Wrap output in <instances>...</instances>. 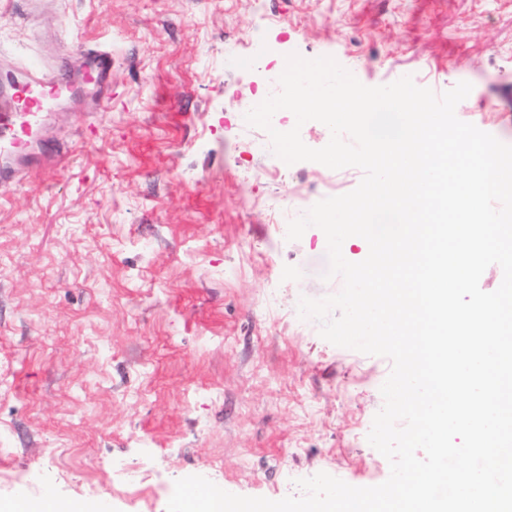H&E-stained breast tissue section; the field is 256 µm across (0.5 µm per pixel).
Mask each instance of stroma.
I'll use <instances>...</instances> for the list:
<instances>
[{"mask_svg": "<svg viewBox=\"0 0 512 512\" xmlns=\"http://www.w3.org/2000/svg\"><path fill=\"white\" fill-rule=\"evenodd\" d=\"M86 42L112 49L111 101L71 75L39 141L63 167L0 181V505L166 512L191 475L271 500L320 472L384 482L367 436L391 362L299 317L342 281L321 229L290 241L271 217L363 172L256 152L243 115L286 55L330 56L369 87L469 82L457 117L512 144V0H0V61L69 73ZM26 510L29 512H71L84 511L82 507L67 501L59 500L52 494L50 498L45 496L38 503H27Z\"/></svg>", "mask_w": 512, "mask_h": 512, "instance_id": "stroma-1", "label": "stroma"}]
</instances>
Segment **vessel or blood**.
Returning <instances> with one entry per match:
<instances>
[{"label":"vessel or blood","mask_w":512,"mask_h":512,"mask_svg":"<svg viewBox=\"0 0 512 512\" xmlns=\"http://www.w3.org/2000/svg\"><path fill=\"white\" fill-rule=\"evenodd\" d=\"M80 52L86 83L97 97L111 98V50L84 46ZM23 72L20 80L13 70L0 73V155L22 160L18 167L0 170V180L5 182H21L51 166V159L30 152L29 147L45 112L65 87L60 72L47 68L39 59H30Z\"/></svg>","instance_id":"1"}]
</instances>
